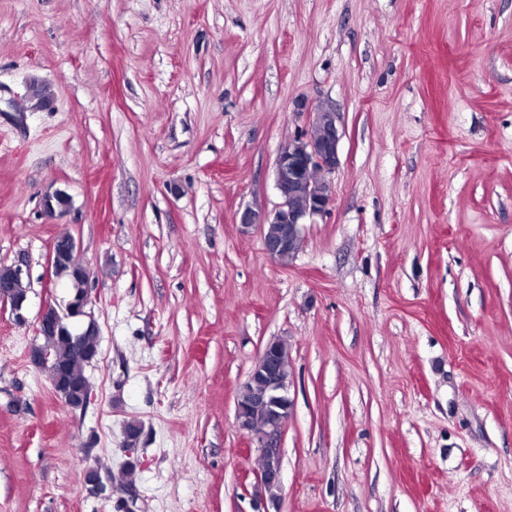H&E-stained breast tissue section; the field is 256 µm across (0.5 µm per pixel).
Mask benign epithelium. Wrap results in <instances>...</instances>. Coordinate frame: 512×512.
<instances>
[{"instance_id":"obj_1","label":"benign epithelium","mask_w":512,"mask_h":512,"mask_svg":"<svg viewBox=\"0 0 512 512\" xmlns=\"http://www.w3.org/2000/svg\"><path fill=\"white\" fill-rule=\"evenodd\" d=\"M311 121L307 130L295 137L278 154L274 167V185L279 202L270 211L246 209L239 216L241 231H260L263 247L273 259L294 257L301 247L304 225L314 218L325 215L332 205L336 187L333 174L338 165V146L341 139L336 124V112L329 101H320L310 107ZM66 247L53 242L48 254L50 275L59 277L60 270L71 264L76 245L72 237L62 232ZM0 301L10 305L15 320H25L23 311L26 301H18L13 285H0ZM88 290L78 298L58 306L50 301L43 306L36 325L41 335L69 324L72 343L83 349L81 325L94 322L89 308ZM283 355L275 342L268 343L260 353L248 381H258L264 388L263 396L252 402L236 403V419L239 429L250 444L259 448L262 467L257 472L256 488L260 504L268 498L262 492L266 486H281L282 448L284 426L291 416L293 400L289 399L288 378L281 368ZM261 411L265 421L259 428L253 427L252 413Z\"/></svg>"}]
</instances>
